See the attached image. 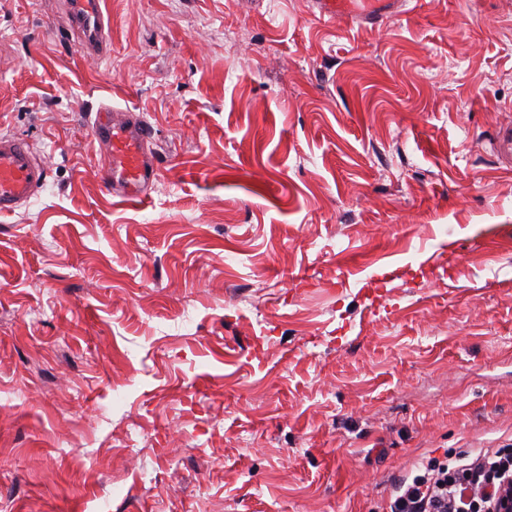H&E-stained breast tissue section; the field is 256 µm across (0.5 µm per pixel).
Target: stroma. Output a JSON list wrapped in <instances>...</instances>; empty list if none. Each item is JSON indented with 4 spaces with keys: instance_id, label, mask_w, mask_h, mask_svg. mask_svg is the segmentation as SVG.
<instances>
[{
    "instance_id": "stroma-1",
    "label": "stroma",
    "mask_w": 512,
    "mask_h": 512,
    "mask_svg": "<svg viewBox=\"0 0 512 512\" xmlns=\"http://www.w3.org/2000/svg\"><path fill=\"white\" fill-rule=\"evenodd\" d=\"M0 0V512H387L512 451V0ZM160 175L102 193L107 98ZM101 1L68 0L61 19V23L77 35L81 52L89 57H101L107 52L108 35ZM319 18L331 23L343 14H360L371 19H383L393 13L394 0H316ZM47 166L25 141L0 136V216L26 206L46 182Z\"/></svg>"
}]
</instances>
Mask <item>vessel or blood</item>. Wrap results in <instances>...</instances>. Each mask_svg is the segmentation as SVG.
Returning <instances> with one entry per match:
<instances>
[{
	"label": "vessel or blood",
	"mask_w": 512,
	"mask_h": 512,
	"mask_svg": "<svg viewBox=\"0 0 512 512\" xmlns=\"http://www.w3.org/2000/svg\"><path fill=\"white\" fill-rule=\"evenodd\" d=\"M322 21L331 23L343 14L383 19L393 13L395 0H316ZM77 36L81 52L101 57L107 52L108 35L101 0H67L61 19ZM94 139L104 149L96 172L98 183L109 196L123 202H143L154 185L158 170L151 149L152 131L140 115L111 104H102L93 124ZM47 166L25 141L0 136V216L26 206L46 182Z\"/></svg>",
	"instance_id": "1"
}]
</instances>
